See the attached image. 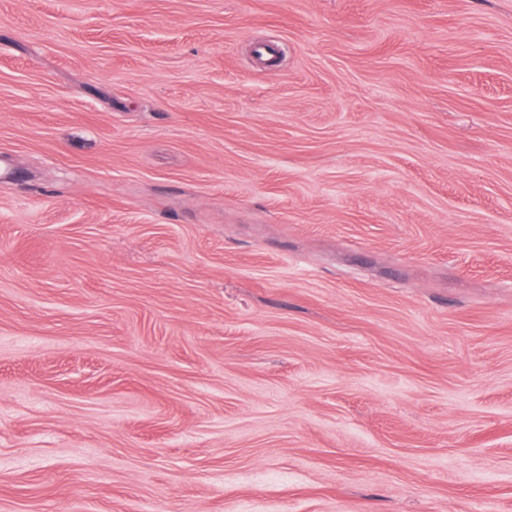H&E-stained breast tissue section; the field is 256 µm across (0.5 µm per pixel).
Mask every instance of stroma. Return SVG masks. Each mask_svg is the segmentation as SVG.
I'll use <instances>...</instances> for the list:
<instances>
[{
	"mask_svg": "<svg viewBox=\"0 0 512 512\" xmlns=\"http://www.w3.org/2000/svg\"><path fill=\"white\" fill-rule=\"evenodd\" d=\"M0 512H512V0H0Z\"/></svg>",
	"mask_w": 512,
	"mask_h": 512,
	"instance_id": "obj_1",
	"label": "stroma"
}]
</instances>
